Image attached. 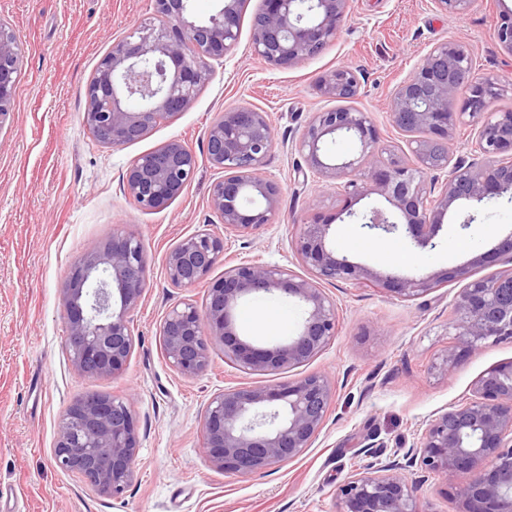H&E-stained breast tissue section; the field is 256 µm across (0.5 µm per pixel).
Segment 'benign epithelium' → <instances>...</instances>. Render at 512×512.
<instances>
[{"label":"benign epithelium","mask_w":512,"mask_h":512,"mask_svg":"<svg viewBox=\"0 0 512 512\" xmlns=\"http://www.w3.org/2000/svg\"><path fill=\"white\" fill-rule=\"evenodd\" d=\"M154 22L139 26L98 62L85 96L84 123L112 148L140 141L157 126L188 111L209 82L211 61L233 53L239 41L243 0H220L206 21L192 18L191 0H152ZM450 16L466 15L475 0H433ZM253 23L252 48L267 64L288 69L321 53L348 16L350 0H262ZM499 45L512 55V14L500 15ZM21 61L20 41L0 22V123L12 111ZM356 73L338 66L320 76L324 98L350 99L359 90ZM508 85L500 75L479 73L463 39L435 44L412 75L393 91L392 123L407 133H426L416 141L417 163L382 158L378 130L366 112L338 107L313 113L295 147L307 169L337 185L339 195L357 200L379 191L403 222L373 209L361 225L366 233L404 235L435 248L443 219L457 201L485 202L512 188V110L489 106ZM460 123L474 130L469 156L451 162L453 131ZM345 135L358 153L341 162L327 154L326 138ZM275 145L266 113L241 106L217 115L206 139V158L224 176L210 188V207L224 224V235L208 229L181 239L168 253L166 272L173 285L193 288L208 281L224 262V237H248L273 223L281 187L263 176ZM198 158L177 137L138 156L122 174L125 196L145 210H162L192 181ZM446 170L441 184L428 174ZM331 223H304L293 248L309 276L286 266L231 265L209 281L203 309L184 302L173 306L160 325L165 359L184 377L204 373L211 349L245 373L294 369L315 359L336 335V302L322 283L337 279L371 281L390 295L412 300L450 279H465L463 266L419 277L374 272L336 253ZM147 258L141 238L116 234L93 244L71 270L62 308L68 331L66 350L82 374L114 375L134 345L128 314L146 288ZM278 292L303 305L298 332L257 347L237 332L235 311L253 294ZM452 341L433 368L453 374L460 359L488 343L512 339V272L492 280L470 281L457 295L448 323ZM334 385L324 373H309L286 384L226 389L208 402L202 420L203 447L210 464L232 474H251L291 461L311 447L326 421ZM140 437L126 401L86 396L62 415L53 448L59 468L91 475L96 491L122 497L135 474ZM422 472L459 485V512H512V362L495 366L474 383L469 402L433 416L419 441L400 457L365 472L349 473L340 486L339 512H424L411 475Z\"/></svg>","instance_id":"benign-epithelium-1"}]
</instances>
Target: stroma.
Here are the masks:
<instances>
[{
	"label": "stroma",
	"mask_w": 512,
	"mask_h": 512,
	"mask_svg": "<svg viewBox=\"0 0 512 512\" xmlns=\"http://www.w3.org/2000/svg\"><path fill=\"white\" fill-rule=\"evenodd\" d=\"M261 5L247 0L236 51L213 62L212 77L191 109L141 141L112 148L84 124L85 87L113 42L133 26L152 23V0H0V21L14 29L22 48L13 111L0 125V512H336L337 489L348 473L388 462L416 441L431 416L467 402L484 372L512 362V341L503 340L465 357L451 377L432 367L448 344L453 303L467 280L512 271L511 261L489 254L512 232V197L476 208L455 203L435 248L404 240L392 259L381 253L377 237L353 251L349 240L365 237L361 215L389 209V202L377 192L345 202L333 185L303 177L304 158L295 147L313 113L335 105L317 94L318 78L347 66L360 79L349 107L369 113L387 151L413 161V135L391 121L393 89L433 44L458 37L472 47L476 71L512 81V55L493 37L512 0H475L459 18L438 11L433 0H352L335 40L288 69L266 64L251 50L252 20ZM240 106L268 115L276 144L263 172L282 185L283 195L276 223L249 237H226L224 262L212 279L240 262L298 269L292 242L301 222L316 216L332 219L337 253L370 269L411 277L466 265L468 279L409 301L368 283H328L336 337L307 365L246 374L217 346L202 375L178 374L163 355L160 324L176 304L203 306L208 286L175 287L166 256L201 229L223 234L209 204L221 173L205 157L206 137L218 113ZM174 137L199 159L194 179L165 209L137 208L120 188L122 172ZM117 231L140 236L148 260L143 298L130 315L134 346L119 373L84 375L66 352L60 295L86 249ZM479 255L484 261L478 265ZM239 308L285 312L273 333L237 318L240 334L263 344L295 335L302 317L297 300L277 294L249 297ZM315 372L334 380L335 396L323 429L302 455L248 475L209 464L201 418L214 394ZM90 394L123 398L136 417L141 448L135 476L118 499L53 460L62 414Z\"/></svg>",
	"instance_id": "obj_1"
}]
</instances>
